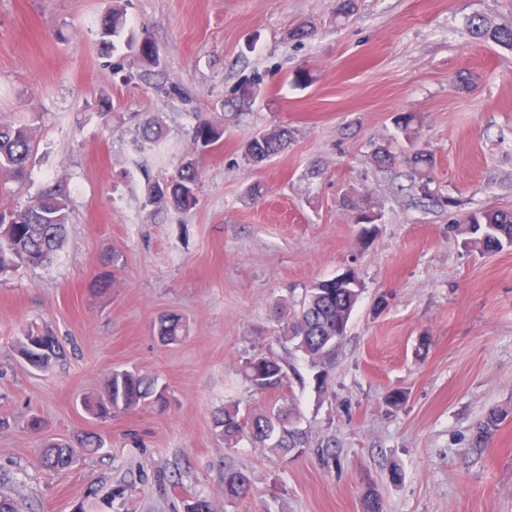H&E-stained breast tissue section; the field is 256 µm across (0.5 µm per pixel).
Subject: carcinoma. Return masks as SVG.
<instances>
[{"mask_svg":"<svg viewBox=\"0 0 512 512\" xmlns=\"http://www.w3.org/2000/svg\"><path fill=\"white\" fill-rule=\"evenodd\" d=\"M472 32L496 43L512 47V27L488 28L481 21L470 20ZM101 42L117 48L123 44L136 52V57L145 66L160 65V56L153 43L146 40L136 43L133 31L127 27L124 8L116 6L99 25ZM260 89L248 92L239 87L232 97L224 100V111L242 112L250 107ZM416 116L410 112L400 113L394 119L395 127L407 140L416 134ZM224 136V122L204 121L196 125L191 134L192 152L188 153L176 172L161 179H147L145 203L154 206L167 204L178 210H187L197 201L196 191L200 181V158ZM294 132L279 125L270 130L250 136L244 143L242 155L249 165H258L282 152L293 139ZM32 130L26 124L0 121V176L16 182L28 176L27 163L32 154ZM138 147L154 151L161 147L162 129L151 118L138 126ZM375 164L380 168H392L397 162L405 163L412 172V188L425 196L431 195L430 172L433 157L416 150L398 155L388 145H380L373 152ZM344 206L353 212V223L373 224L376 216L367 206H358L347 198ZM70 221L69 203L65 196L45 193L35 198L30 205L10 216L0 214V272L13 266L20 259L32 266H41L52 260L61 249L66 227ZM465 223L476 225L474 243L483 252H498L512 248V212L487 209L469 213ZM360 291L345 287L332 277L324 279L307 290L302 305L287 322L286 335L294 349L305 355L314 374L315 387L322 392L328 388L329 373L326 364L342 340ZM158 338L167 344L177 342L182 336L183 324L175 314L163 315L154 326ZM38 339L45 342L48 351L38 354L32 365L49 369L62 356L61 347L55 337L38 329H30L24 336L20 354H32L28 341ZM242 373L256 394L278 389L285 383V362L275 356L257 355L246 359ZM165 402V388L158 380L128 370H114L107 380L104 391L96 398L84 402L85 411L99 420H108L118 413L132 411L147 402ZM499 417L492 413L475 427L472 446L481 448L491 439ZM218 436L229 448L236 447L245 438L283 456L297 457L309 448L308 435L300 426V417L292 408H272L263 413L240 417L239 410L226 407L214 419ZM75 449L68 443H53L44 454V464L55 471L70 467ZM249 491L247 477L238 471L224 473V498L231 502L242 498Z\"/></svg>","mask_w":512,"mask_h":512,"instance_id":"cac0c4a2","label":"carcinoma"}]
</instances>
